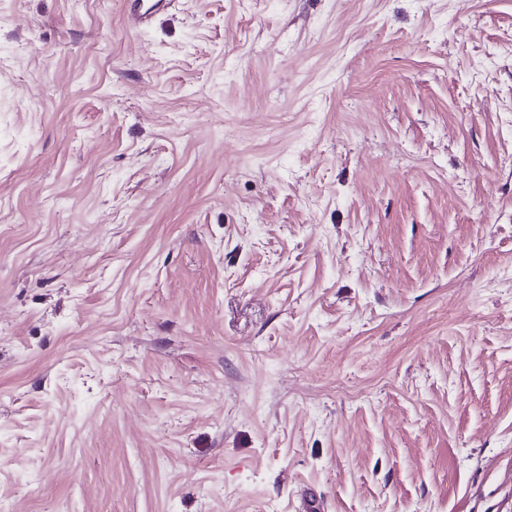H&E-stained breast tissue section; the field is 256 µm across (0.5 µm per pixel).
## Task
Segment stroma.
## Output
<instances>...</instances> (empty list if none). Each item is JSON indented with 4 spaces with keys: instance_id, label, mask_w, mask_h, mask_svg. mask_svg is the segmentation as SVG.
I'll list each match as a JSON object with an SVG mask.
<instances>
[{
    "instance_id": "stroma-1",
    "label": "stroma",
    "mask_w": 512,
    "mask_h": 512,
    "mask_svg": "<svg viewBox=\"0 0 512 512\" xmlns=\"http://www.w3.org/2000/svg\"><path fill=\"white\" fill-rule=\"evenodd\" d=\"M512 512V0H0V512ZM125 14L130 27L138 29L149 24L153 16L164 10L169 0H125Z\"/></svg>"
}]
</instances>
